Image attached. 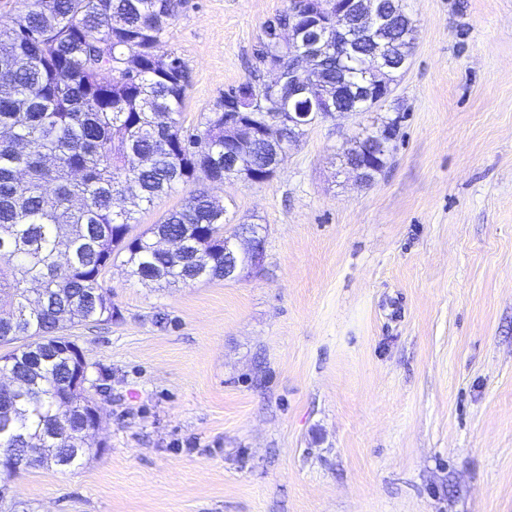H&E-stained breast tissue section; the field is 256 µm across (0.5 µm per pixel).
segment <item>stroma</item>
<instances>
[{"instance_id":"stroma-1","label":"stroma","mask_w":512,"mask_h":512,"mask_svg":"<svg viewBox=\"0 0 512 512\" xmlns=\"http://www.w3.org/2000/svg\"><path fill=\"white\" fill-rule=\"evenodd\" d=\"M286 0H183L165 47L185 127L251 77ZM387 165L339 155L375 113L308 128L264 183L199 179L259 225L237 279L145 284L114 262L119 316L66 324L103 419L99 451L20 472L0 512H512V0H404Z\"/></svg>"}]
</instances>
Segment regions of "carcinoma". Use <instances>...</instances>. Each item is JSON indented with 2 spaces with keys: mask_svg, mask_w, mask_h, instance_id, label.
<instances>
[{
  "mask_svg": "<svg viewBox=\"0 0 512 512\" xmlns=\"http://www.w3.org/2000/svg\"><path fill=\"white\" fill-rule=\"evenodd\" d=\"M181 0H23L0 21V342L18 341L0 356V446L25 455L41 449L38 464L69 468L92 454L78 432L102 419L101 408L69 384L81 366L61 324L108 321L116 310L101 278L121 253L129 275L158 285H187L224 277V246L258 233L255 224L226 230L224 206L207 192L191 195L138 235L128 204H151L179 183L203 176L264 183L280 153L261 139L241 149L224 172V113L184 127L190 77L185 62L164 49ZM415 26L404 17L385 40L360 34L348 55L349 28L330 26L314 80L338 81L349 104L370 83L375 44L391 43L409 59ZM291 47L266 39L243 87L263 84L274 65L281 83L270 100L288 98ZM399 117H383L351 139L344 168L374 162L378 141L397 138ZM178 240L173 253L161 247Z\"/></svg>",
  "mask_w": 512,
  "mask_h": 512,
  "instance_id": "cac0c4a2",
  "label": "carcinoma"
}]
</instances>
